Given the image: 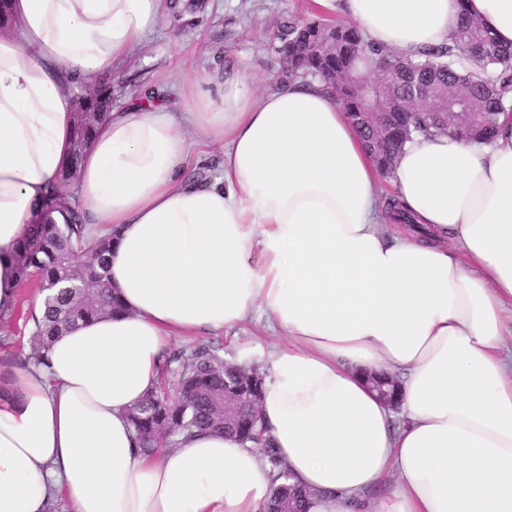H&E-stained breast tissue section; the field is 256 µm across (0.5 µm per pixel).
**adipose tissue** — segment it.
<instances>
[{
    "label": "adipose tissue",
    "instance_id": "ef3b65f1",
    "mask_svg": "<svg viewBox=\"0 0 512 512\" xmlns=\"http://www.w3.org/2000/svg\"><path fill=\"white\" fill-rule=\"evenodd\" d=\"M340 2L366 38L406 53L449 43L461 11L512 45V0ZM0 29V314L10 256L68 158L72 80L113 73L161 0H9ZM219 144L210 181L187 178ZM389 223L379 170L320 83L256 94L215 72L179 111L137 101L99 122L77 185L112 229L121 313L55 338L45 367L0 391V512H265L257 449L220 432L147 454L128 412L160 382L172 336L264 319L243 346L265 375L262 425L308 512H512V114L493 144L417 138ZM397 376L395 403L366 384Z\"/></svg>",
    "mask_w": 512,
    "mask_h": 512
}]
</instances>
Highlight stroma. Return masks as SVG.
Here are the masks:
<instances>
[{
    "label": "stroma",
    "mask_w": 512,
    "mask_h": 512,
    "mask_svg": "<svg viewBox=\"0 0 512 512\" xmlns=\"http://www.w3.org/2000/svg\"><path fill=\"white\" fill-rule=\"evenodd\" d=\"M188 2L162 0L156 31L112 75L113 108L137 99L145 87L179 103L188 79L217 69H246L257 91H265L279 83L281 63L268 47V36L280 18H343L340 9L322 7L317 0H201V8L191 13L185 9ZM39 299L35 285L21 286L17 308L0 319V385L22 366L30 342L25 319ZM213 339L222 344L225 359L235 363L241 344L265 347L276 336L252 318Z\"/></svg>",
    "instance_id": "35a3bbf8"
}]
</instances>
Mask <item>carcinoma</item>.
Returning <instances> with one entry per match:
<instances>
[{"mask_svg": "<svg viewBox=\"0 0 512 512\" xmlns=\"http://www.w3.org/2000/svg\"><path fill=\"white\" fill-rule=\"evenodd\" d=\"M270 45L288 59L284 77L319 79L356 124L383 175L396 166L404 143L414 135L445 134L452 128L466 139L492 138L500 113L508 108L504 93L512 86V47L500 45L483 23L464 12L452 44L417 56L372 44L356 26L321 19L283 20L270 32ZM375 92L374 106L383 112L381 126L366 123L364 90ZM112 84L81 103L76 113L71 159L47 189L43 220L13 254L18 282L37 280L42 294V319L31 318L27 361L48 364L52 339L80 321L114 313L118 300L105 282L112 236L96 237L83 224L71 186L79 179L80 157L88 145L96 115L109 110ZM60 212L62 224L50 218ZM80 283L78 290L70 287ZM162 373L175 382L148 394L129 413L139 447L153 452L158 433L165 445L195 429H218L263 454L276 470L268 512H306L304 495L290 484L288 467L279 460L272 439L257 433L258 424L243 421L224 426V396L250 390L262 397L263 382L243 384L242 369L224 361L223 347L200 341L164 358Z\"/></svg>", "mask_w": 512, "mask_h": 512, "instance_id": "carcinoma-1", "label": "carcinoma"}]
</instances>
